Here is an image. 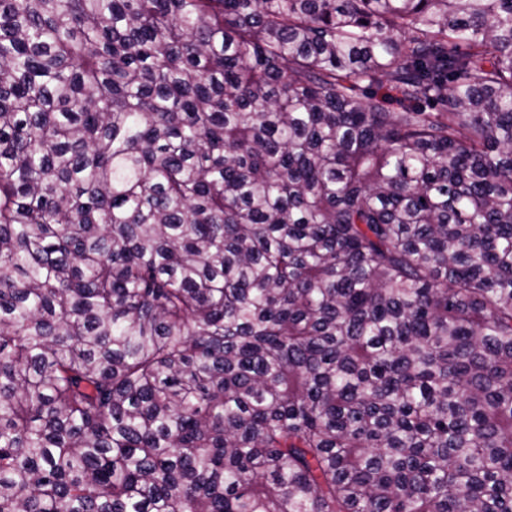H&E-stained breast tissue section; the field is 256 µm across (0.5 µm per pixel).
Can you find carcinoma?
<instances>
[{
	"instance_id": "cac0c4a2",
	"label": "carcinoma",
	"mask_w": 512,
	"mask_h": 512,
	"mask_svg": "<svg viewBox=\"0 0 512 512\" xmlns=\"http://www.w3.org/2000/svg\"><path fill=\"white\" fill-rule=\"evenodd\" d=\"M0 512H512V0H0Z\"/></svg>"
}]
</instances>
